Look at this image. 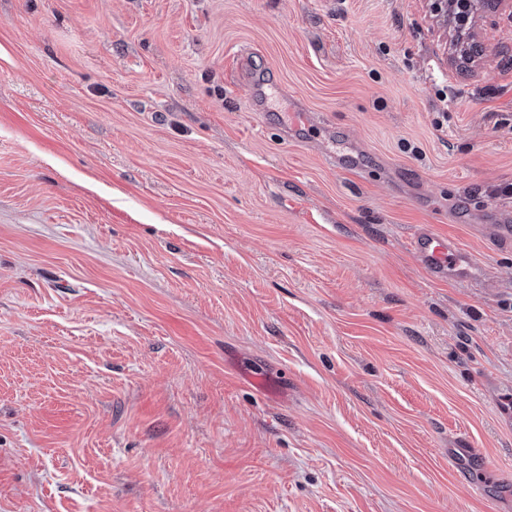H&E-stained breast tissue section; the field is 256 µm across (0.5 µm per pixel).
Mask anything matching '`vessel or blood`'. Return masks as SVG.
Segmentation results:
<instances>
[{"label":"vessel or blood","instance_id":"vessel-or-blood-1","mask_svg":"<svg viewBox=\"0 0 512 512\" xmlns=\"http://www.w3.org/2000/svg\"><path fill=\"white\" fill-rule=\"evenodd\" d=\"M409 249L432 278H454L469 284L482 282L484 272L459 242L450 236L415 233Z\"/></svg>","mask_w":512,"mask_h":512}]
</instances>
